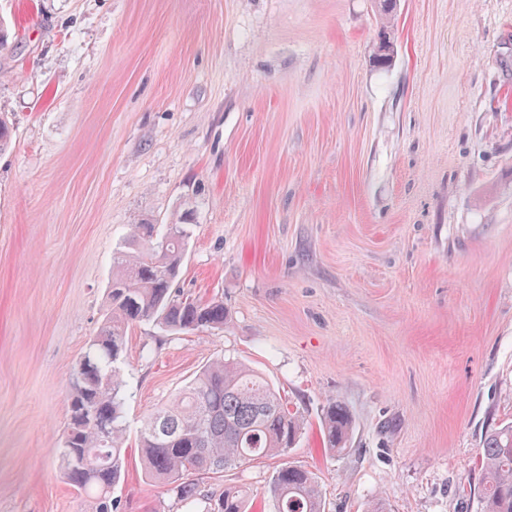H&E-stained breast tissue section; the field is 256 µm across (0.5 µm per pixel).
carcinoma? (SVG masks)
<instances>
[{
	"label": "carcinoma",
	"mask_w": 512,
	"mask_h": 512,
	"mask_svg": "<svg viewBox=\"0 0 512 512\" xmlns=\"http://www.w3.org/2000/svg\"><path fill=\"white\" fill-rule=\"evenodd\" d=\"M378 4L384 25L373 63L384 68L392 61L388 24L397 0ZM188 234L186 224L131 225L123 249L113 257L102 320L83 353L86 367L70 373L68 423L58 453L68 482L87 496L89 512H114L112 490L124 471L121 364L128 331L149 320L172 334L219 330L227 321L223 299L198 302L177 287ZM322 428L328 449L344 452L352 430L346 407L329 403ZM300 434V421L263 376L220 357L144 420L139 447L146 476L172 485L184 512H248V488L226 487L215 497L190 476L285 455ZM481 467L483 512H512V423L485 436ZM269 495L275 512H325L312 473L300 465L279 468Z\"/></svg>",
	"instance_id": "obj_1"
}]
</instances>
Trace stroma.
<instances>
[{"label":"stroma","mask_w":512,"mask_h":512,"mask_svg":"<svg viewBox=\"0 0 512 512\" xmlns=\"http://www.w3.org/2000/svg\"><path fill=\"white\" fill-rule=\"evenodd\" d=\"M0 20V512H86L57 455L70 372L129 224L187 210L180 285L229 317L129 330L120 512H182L137 430L216 356L304 429L206 490L272 512L287 460L326 512H482L480 449L512 421V0H400L387 68L375 0H0ZM322 428L329 450L337 453L347 450L352 419L345 406L336 401L329 403L323 415Z\"/></svg>","instance_id":"1"}]
</instances>
